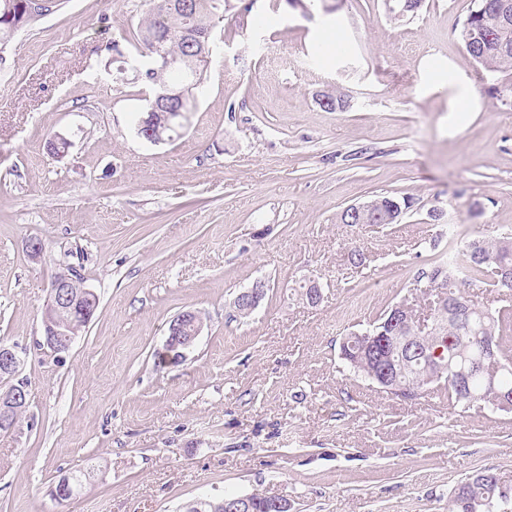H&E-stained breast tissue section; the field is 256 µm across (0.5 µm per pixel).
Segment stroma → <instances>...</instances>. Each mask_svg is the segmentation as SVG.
I'll list each match as a JSON object with an SVG mask.
<instances>
[{
    "label": "stroma",
    "instance_id": "stroma-1",
    "mask_svg": "<svg viewBox=\"0 0 512 512\" xmlns=\"http://www.w3.org/2000/svg\"><path fill=\"white\" fill-rule=\"evenodd\" d=\"M470 6L425 0L394 20L383 0H228L197 108L162 144L132 130L148 84L116 79L145 0H62L17 34L0 55V342L29 406L0 432V512H181L251 493L290 512H448L485 468L512 512V413L403 402L340 356L397 302L433 312L437 289L414 276L447 254L449 225L512 233V108L490 94L512 71L467 56ZM327 92L343 108H323ZM55 134L65 157L44 147ZM377 195L412 206L393 225L340 223ZM68 265L98 307L59 361L37 342ZM311 278L315 307L297 293ZM260 280L239 318L234 297ZM186 310L204 318L195 347L159 363ZM83 468L81 494L54 501Z\"/></svg>",
    "mask_w": 512,
    "mask_h": 512
}]
</instances>
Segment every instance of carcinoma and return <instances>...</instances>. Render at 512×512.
<instances>
[{
	"label": "carcinoma",
	"instance_id": "carcinoma-1",
	"mask_svg": "<svg viewBox=\"0 0 512 512\" xmlns=\"http://www.w3.org/2000/svg\"><path fill=\"white\" fill-rule=\"evenodd\" d=\"M32 0H0V53L15 36L18 23L29 26L40 19L30 14ZM224 8V0H193L188 13L177 9L164 16L148 11L135 32L139 45L149 37L160 38L162 52L181 61L178 68H155L141 76L149 84L152 95L164 88H184L202 83L205 64L196 58L198 45L189 42L185 33L191 30L211 35V19ZM466 54L482 69L512 71V0H473L460 32ZM455 225H448V258L429 259V269L418 273L416 281L427 278L439 280L448 289L449 299L471 308L468 331L460 330L455 319L443 318L445 328L433 337V344L448 341L445 347L447 373L459 368L465 359L480 355L481 341L489 335L495 341L493 361L503 367L495 382L486 379L489 370L470 377L465 392L451 384H432V390L447 397L448 407L457 411L468 405L482 403L493 411L512 413V405L501 406L500 395L512 396V299L501 295L507 289L505 280H512V237L471 239L460 245L456 242ZM476 288H491L499 293L500 305L487 308L471 299ZM347 365L355 375L367 379L377 369L375 355L368 351L351 350ZM499 494L496 475L489 468L479 471L466 482V489L457 490L448 503V512H471L468 501H492Z\"/></svg>",
	"mask_w": 512,
	"mask_h": 512
}]
</instances>
